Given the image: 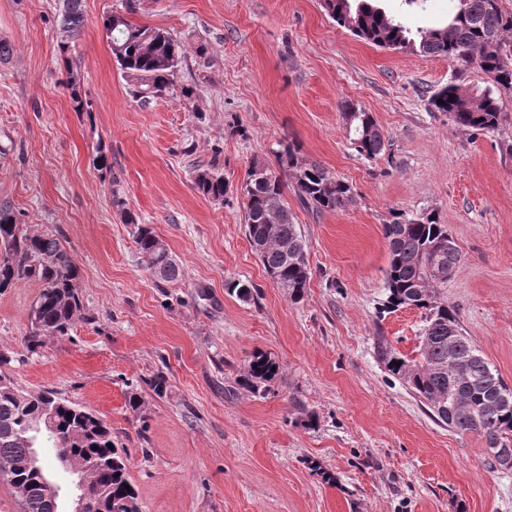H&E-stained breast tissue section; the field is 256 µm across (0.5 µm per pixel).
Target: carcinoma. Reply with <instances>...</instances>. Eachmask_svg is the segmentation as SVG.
I'll return each mask as SVG.
<instances>
[{
  "instance_id": "carcinoma-1",
  "label": "carcinoma",
  "mask_w": 512,
  "mask_h": 512,
  "mask_svg": "<svg viewBox=\"0 0 512 512\" xmlns=\"http://www.w3.org/2000/svg\"><path fill=\"white\" fill-rule=\"evenodd\" d=\"M82 0H63L58 44L71 88L76 112L87 111L80 91L78 64L72 57L70 39L84 23ZM323 8L336 24L372 45L391 50H410L442 57L461 66L477 65L490 75L495 88L460 96L462 86L449 84L431 98L432 108L448 115L457 127L471 131H495L504 117L501 92H512V12L500 0H458L457 11L447 25L419 32V39L401 22L382 9L351 0H322ZM114 11L103 20L112 55L134 87L133 95L146 101L173 85L185 57L182 46L164 29L134 22V7ZM443 103H437V100ZM351 144L359 155L374 158L385 152L388 141L372 113L352 103L343 106ZM280 172L255 161L243 185L245 234L273 284L292 303L300 302L309 288L311 269L306 245L284 203L287 189L312 211L334 212L353 198L351 186L316 162L298 155L292 144L277 152ZM195 189L203 197L220 200L226 187L224 177L200 171ZM134 243L141 263L150 275L163 282L180 278L177 263L167 254L166 244L152 227L140 224L133 215ZM388 245L386 310L415 307L424 312L420 359L409 360L380 336L376 342L379 360L393 377L431 410L449 428L483 437L512 451V386L488 362L473 342L463 335L455 307L441 293L459 266L462 255L434 213L414 218L398 216L383 225ZM23 279L40 284L41 292L30 312V331L24 336L34 353L45 338L65 336L81 311L76 292L80 268L57 241L45 234H32L18 221L8 203L0 204V293ZM279 363L265 352L252 354L245 382L253 392L268 391L279 374ZM52 412L53 428L35 431L39 419ZM33 447L50 448L59 461L75 466L94 464L92 489L97 512H126L124 504L138 508L136 490L130 484L127 463L116 448H109L112 431L95 414L66 402L52 390L20 394L10 377L0 372V466L10 467L19 485L26 487L20 498L22 512H63L60 501L51 498L44 486L49 481L50 461L32 459L26 436Z\"/></svg>"
}]
</instances>
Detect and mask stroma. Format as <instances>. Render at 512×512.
I'll list each match as a JSON object with an SVG mask.
<instances>
[{"label":"stroma","mask_w":512,"mask_h":512,"mask_svg":"<svg viewBox=\"0 0 512 512\" xmlns=\"http://www.w3.org/2000/svg\"><path fill=\"white\" fill-rule=\"evenodd\" d=\"M121 5L83 0L72 55L90 107L77 112L59 60V0H0L12 48L0 63V202L59 239L81 270L78 319L34 354L24 338L39 284L0 293L5 373L107 422L140 512H512V471L490 468L481 437L435 420L375 350L382 336L419 354L422 311L378 313L382 227L433 212L462 254L441 290L512 385V94L507 121L476 134L429 99L451 83L491 87L486 74L370 45L320 0H137L135 22L187 49L174 86L144 103L103 28ZM379 5L417 31L446 25L457 2ZM346 101L373 113L390 152L357 154ZM288 143L353 190L324 214L285 197L311 268L297 304L251 250L241 192L252 162L276 167ZM200 170L223 176V200L194 190ZM128 212L167 244L178 281L143 270ZM231 281L251 286V300L228 294ZM258 349L280 364L265 395L242 383ZM160 373L159 396L148 382Z\"/></svg>","instance_id":"1"}]
</instances>
